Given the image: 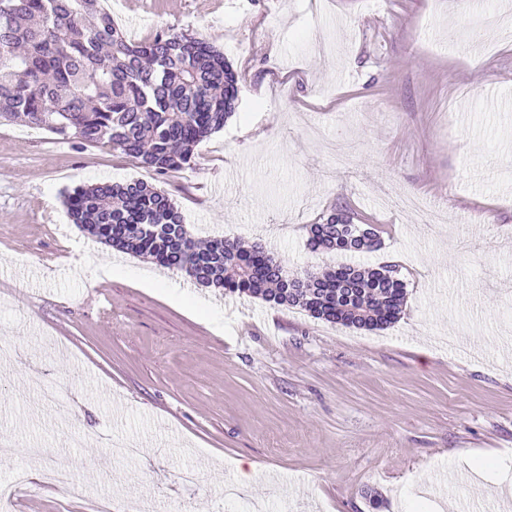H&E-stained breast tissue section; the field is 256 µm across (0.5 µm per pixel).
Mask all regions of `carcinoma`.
Here are the masks:
<instances>
[{
	"instance_id": "cac0c4a2",
	"label": "carcinoma",
	"mask_w": 512,
	"mask_h": 512,
	"mask_svg": "<svg viewBox=\"0 0 512 512\" xmlns=\"http://www.w3.org/2000/svg\"><path fill=\"white\" fill-rule=\"evenodd\" d=\"M239 75L213 44L160 29L128 39L101 0H0V120L80 144H106L159 175L192 162L194 148L224 128L238 104ZM68 218L116 250L184 272L203 287L299 308L355 329L401 316L398 270L337 266L294 276L262 246L213 237L206 246L170 196L143 181L80 186L65 196ZM313 250H375L371 224L329 213L308 229Z\"/></svg>"
}]
</instances>
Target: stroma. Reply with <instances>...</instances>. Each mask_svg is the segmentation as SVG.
I'll return each mask as SVG.
<instances>
[{
	"mask_svg": "<svg viewBox=\"0 0 512 512\" xmlns=\"http://www.w3.org/2000/svg\"><path fill=\"white\" fill-rule=\"evenodd\" d=\"M135 41L162 28L223 48L238 107L191 166L158 175L102 144L0 123V431L31 483L9 512H500L512 501V0H111ZM143 180L199 238L257 242L289 271L393 265L400 320L351 330L183 272L70 224L65 192ZM415 194L441 223L402 212ZM375 251H310L329 212ZM68 420L38 408L32 370ZM134 439L138 457L111 461ZM69 485L43 484L57 458ZM200 475L186 487L177 475ZM239 486L224 496L225 483Z\"/></svg>",
	"mask_w": 512,
	"mask_h": 512,
	"instance_id": "1",
	"label": "stroma"
}]
</instances>
